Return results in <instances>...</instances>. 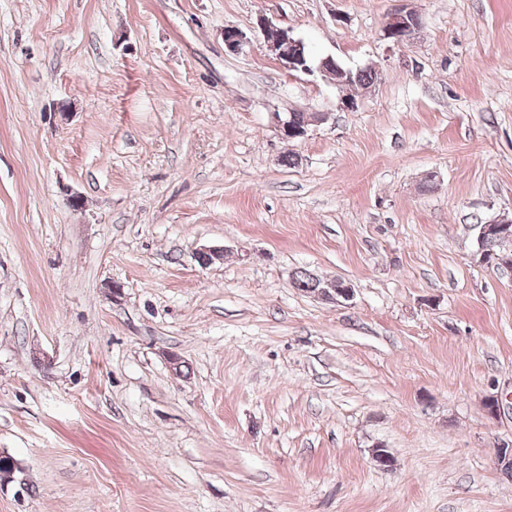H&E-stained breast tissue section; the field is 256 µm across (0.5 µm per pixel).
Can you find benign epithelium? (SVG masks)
<instances>
[{"mask_svg":"<svg viewBox=\"0 0 512 512\" xmlns=\"http://www.w3.org/2000/svg\"><path fill=\"white\" fill-rule=\"evenodd\" d=\"M422 27V19L411 4L410 0H400V5L387 16L382 28L383 39L396 47L410 43ZM257 28L263 36L264 43L283 66L304 74L319 73L324 79L334 82L338 86L346 85L356 76L351 69L339 65L332 57L327 56L318 61L312 57H301L295 51L299 39L293 37L289 31L277 27L269 19L262 17L257 20ZM251 37L242 29L234 26L224 28V47L228 52L238 54L250 45ZM326 119V113L319 112L306 115L303 124L294 123V113L282 115L272 113V120L278 134L285 138L302 140L307 136L309 126L320 123ZM512 236V218L505 216L492 220L479 228L476 238L477 253L482 260L488 262L492 259L504 267H512V257L496 256L489 258L485 250L486 238L490 236ZM196 261L203 267L210 266L224 258V250L215 247H201L194 253ZM310 293L331 301H349L353 298V288L343 280L326 282L324 285L310 290Z\"/></svg>","mask_w":512,"mask_h":512,"instance_id":"1","label":"benign epithelium"}]
</instances>
